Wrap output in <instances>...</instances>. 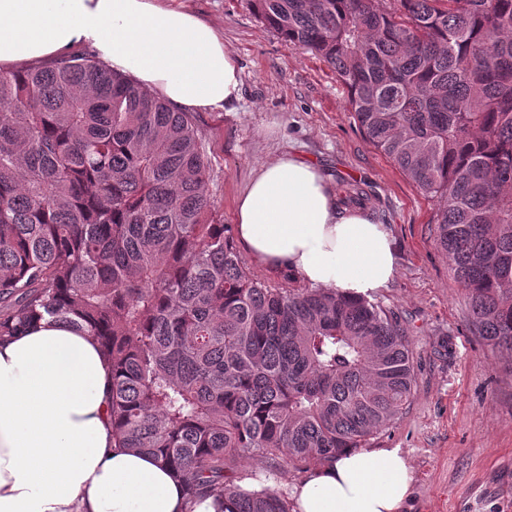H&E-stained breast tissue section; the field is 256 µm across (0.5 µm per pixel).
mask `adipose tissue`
I'll list each match as a JSON object with an SVG mask.
<instances>
[{"instance_id":"adipose-tissue-1","label":"adipose tissue","mask_w":512,"mask_h":512,"mask_svg":"<svg viewBox=\"0 0 512 512\" xmlns=\"http://www.w3.org/2000/svg\"><path fill=\"white\" fill-rule=\"evenodd\" d=\"M85 46L177 112L239 101L223 33L182 0H0V70ZM257 263L313 288L369 298L397 273L389 229L341 207L321 169L286 153L261 164L235 207ZM112 367L96 337L41 321L0 342V512H233L216 491L189 502L154 456L112 437ZM412 467L398 448L347 449L293 485L296 512H404Z\"/></svg>"}]
</instances>
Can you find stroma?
<instances>
[{"mask_svg":"<svg viewBox=\"0 0 512 512\" xmlns=\"http://www.w3.org/2000/svg\"><path fill=\"white\" fill-rule=\"evenodd\" d=\"M185 2L223 32L241 69L238 103L193 115L225 225H234L256 166L289 152L317 164L332 187L368 186V212L395 239L397 275L375 300L407 331L415 385L403 413L370 445L407 455L406 512H512V363L471 326L465 292L435 243L436 201L369 143L335 73L289 47L249 0Z\"/></svg>","mask_w":512,"mask_h":512,"instance_id":"stroma-1","label":"stroma"}]
</instances>
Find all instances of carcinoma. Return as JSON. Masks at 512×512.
Segmentation results:
<instances>
[{"label": "carcinoma", "mask_w": 512, "mask_h": 512, "mask_svg": "<svg viewBox=\"0 0 512 512\" xmlns=\"http://www.w3.org/2000/svg\"><path fill=\"white\" fill-rule=\"evenodd\" d=\"M250 2L437 199L472 326L512 360V0ZM211 166L190 113L94 56L0 70V341L46 317L88 330L112 363L118 447L157 456L190 502L222 490L236 512H290L279 487L227 473L365 447L410 401L412 353L378 303L251 277ZM256 458L269 469L238 470Z\"/></svg>", "instance_id": "carcinoma-1"}]
</instances>
